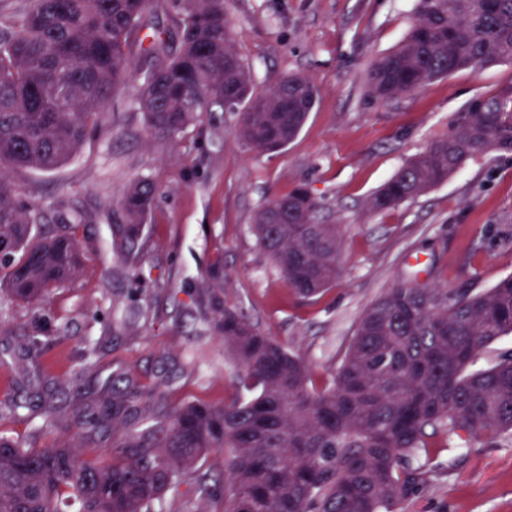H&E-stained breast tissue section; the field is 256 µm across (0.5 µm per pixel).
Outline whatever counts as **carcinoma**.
I'll return each mask as SVG.
<instances>
[{"instance_id": "obj_1", "label": "carcinoma", "mask_w": 512, "mask_h": 512, "mask_svg": "<svg viewBox=\"0 0 512 512\" xmlns=\"http://www.w3.org/2000/svg\"><path fill=\"white\" fill-rule=\"evenodd\" d=\"M150 0H28L0 29V291L39 303L79 262L81 218L42 227L44 211L15 195L6 171H52L83 146L118 83L142 78L136 103L149 130L172 137L215 105L245 108L239 135L259 153L293 141L317 100L314 82L280 76L256 91L229 31L224 0H176L180 48L160 65L162 37L143 46ZM512 62V0H418L405 40L379 56L370 94L389 100L462 69ZM512 153V86L471 104L448 132L407 161L368 201L393 209L469 161ZM156 186L132 184L117 225L132 261ZM320 203L296 188L262 206L251 232L298 296L336 281L343 236L322 224ZM216 327L247 396L218 406L157 399L140 415L135 382L90 395L75 409L100 438L126 426L110 462L64 444L24 448L0 433V512H155L210 455L224 454V495L195 492L217 512H395L424 480L413 465L440 430L459 448L512 431V351L479 357L512 334V275L476 293L399 285L361 316L321 386L303 356L226 309ZM43 425L63 422L55 391L22 370Z\"/></svg>"}]
</instances>
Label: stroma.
I'll return each instance as SVG.
<instances>
[{
	"mask_svg": "<svg viewBox=\"0 0 512 512\" xmlns=\"http://www.w3.org/2000/svg\"><path fill=\"white\" fill-rule=\"evenodd\" d=\"M417 0H225L231 38L257 89L285 74L310 76L318 102L298 137L276 153L239 136L241 112L215 109L171 138L149 131L135 82L114 87L97 128L59 168L11 174L23 202L52 224L80 213L77 274L38 304L0 295V356L20 360L60 390L79 395L131 376L141 401L168 406L239 394L238 366L214 330L224 309L245 315L266 336L300 351L317 383L337 367L364 311L399 284L473 292L512 274V154L469 161L444 183L397 208L373 213L372 194L480 97L512 85V63L459 70L390 100L367 87L371 62L406 37ZM157 186L135 263L112 235L120 201L134 181ZM322 204L319 219L340 225L339 276L304 300L250 231L256 211L295 188ZM47 343L27 355L24 337ZM0 368V431L28 448L67 444L93 453L111 440L81 420L46 430L27 412ZM421 491L397 512H512V435L454 448L447 432L416 454Z\"/></svg>",
	"mask_w": 512,
	"mask_h": 512,
	"instance_id": "stroma-1",
	"label": "stroma"
}]
</instances>
